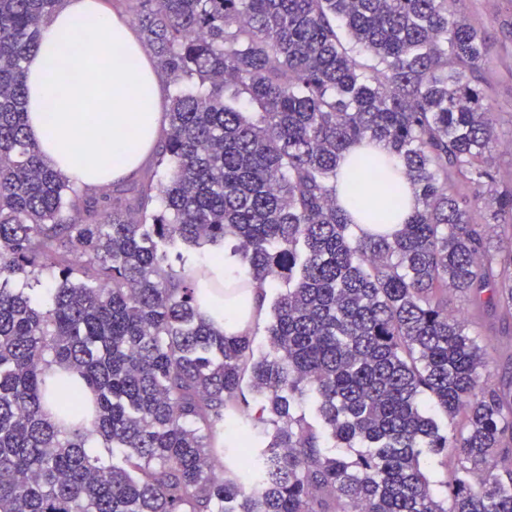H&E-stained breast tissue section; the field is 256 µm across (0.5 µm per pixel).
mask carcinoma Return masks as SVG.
I'll list each match as a JSON object with an SVG mask.
<instances>
[{
    "label": "carcinoma",
    "mask_w": 512,
    "mask_h": 512,
    "mask_svg": "<svg viewBox=\"0 0 512 512\" xmlns=\"http://www.w3.org/2000/svg\"><path fill=\"white\" fill-rule=\"evenodd\" d=\"M58 2L0 0V512H512V388L448 313L453 290L512 319L488 45L456 0H135L176 93L166 179L133 206L84 194L28 135L24 62ZM374 140L402 168L362 153L340 172ZM404 177L416 205L391 235ZM228 239L244 276L169 262ZM274 288L267 352L196 311ZM245 386L260 408L238 430ZM425 448L456 449L448 481Z\"/></svg>",
    "instance_id": "1"
}]
</instances>
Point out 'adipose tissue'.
Returning a JSON list of instances; mask_svg holds the SVG:
<instances>
[{
	"label": "adipose tissue",
	"instance_id": "obj_1",
	"mask_svg": "<svg viewBox=\"0 0 512 512\" xmlns=\"http://www.w3.org/2000/svg\"><path fill=\"white\" fill-rule=\"evenodd\" d=\"M27 131L41 161L97 190L160 138L165 92L131 25L102 0H59L25 63Z\"/></svg>",
	"mask_w": 512,
	"mask_h": 512
}]
</instances>
